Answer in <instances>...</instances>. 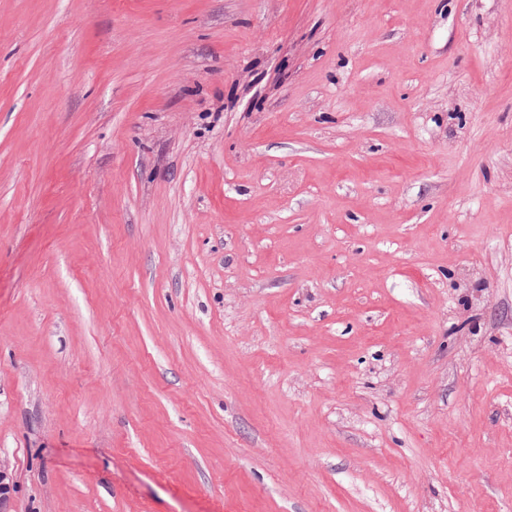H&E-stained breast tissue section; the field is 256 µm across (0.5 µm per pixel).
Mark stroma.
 Wrapping results in <instances>:
<instances>
[{"instance_id":"35a3bbf8","label":"stroma","mask_w":512,"mask_h":512,"mask_svg":"<svg viewBox=\"0 0 512 512\" xmlns=\"http://www.w3.org/2000/svg\"><path fill=\"white\" fill-rule=\"evenodd\" d=\"M8 512H512V0H0Z\"/></svg>"}]
</instances>
